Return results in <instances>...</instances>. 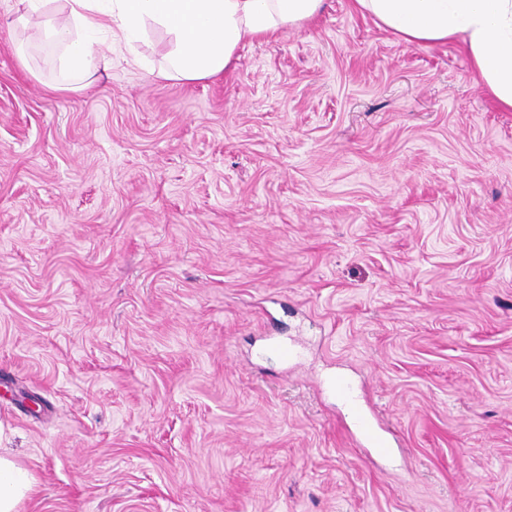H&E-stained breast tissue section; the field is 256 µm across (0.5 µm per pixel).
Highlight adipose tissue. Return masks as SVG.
<instances>
[{"mask_svg":"<svg viewBox=\"0 0 512 512\" xmlns=\"http://www.w3.org/2000/svg\"><path fill=\"white\" fill-rule=\"evenodd\" d=\"M35 36L64 50L69 70H109L114 46L140 40L146 25L162 29L170 50L159 77L204 81L225 73L239 48L283 27L314 20L324 0H18ZM359 12L410 45L461 42L482 85L512 110V0H355ZM27 466L0 453V512H19L37 491Z\"/></svg>","mask_w":512,"mask_h":512,"instance_id":"adipose-tissue-1","label":"adipose tissue"}]
</instances>
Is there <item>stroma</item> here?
Wrapping results in <instances>:
<instances>
[{
  "label": "stroma",
  "mask_w": 512,
  "mask_h": 512,
  "mask_svg": "<svg viewBox=\"0 0 512 512\" xmlns=\"http://www.w3.org/2000/svg\"><path fill=\"white\" fill-rule=\"evenodd\" d=\"M0 0L20 512H512V111L326 0L207 81L67 71ZM296 356L268 354L272 340ZM350 378L392 444H356Z\"/></svg>",
  "instance_id": "stroma-1"
}]
</instances>
